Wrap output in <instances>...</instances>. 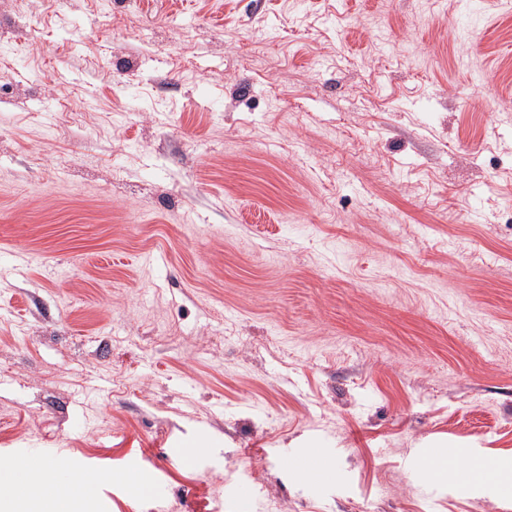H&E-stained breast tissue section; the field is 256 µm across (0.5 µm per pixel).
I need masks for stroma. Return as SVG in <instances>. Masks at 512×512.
<instances>
[{"mask_svg":"<svg viewBox=\"0 0 512 512\" xmlns=\"http://www.w3.org/2000/svg\"><path fill=\"white\" fill-rule=\"evenodd\" d=\"M35 448L140 464L86 512H512V0H0V451ZM310 451L303 457L302 467L298 470L301 477H307L313 482L325 484L335 479V471L331 458L325 448H309ZM454 462L457 466L462 465L461 474L463 483H473L484 479L492 472L495 466V461L491 457H484L472 463L467 456L465 448L459 449Z\"/></svg>","mask_w":512,"mask_h":512,"instance_id":"1","label":"stroma"}]
</instances>
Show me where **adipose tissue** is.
Here are the masks:
<instances>
[{
    "label": "adipose tissue",
    "instance_id": "obj_1",
    "mask_svg": "<svg viewBox=\"0 0 512 512\" xmlns=\"http://www.w3.org/2000/svg\"><path fill=\"white\" fill-rule=\"evenodd\" d=\"M102 479L87 472L68 480L60 462L0 461V512H82V503L93 498Z\"/></svg>",
    "mask_w": 512,
    "mask_h": 512
}]
</instances>
